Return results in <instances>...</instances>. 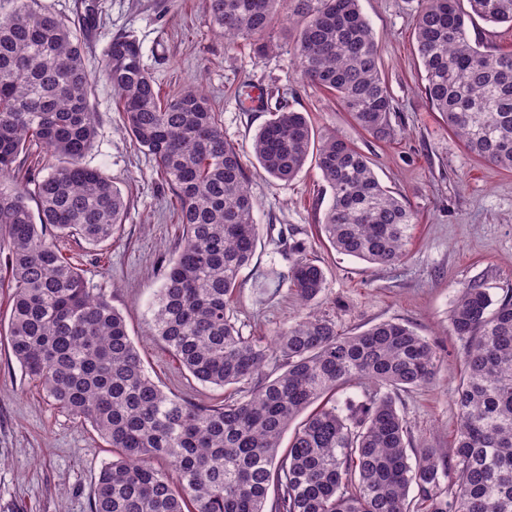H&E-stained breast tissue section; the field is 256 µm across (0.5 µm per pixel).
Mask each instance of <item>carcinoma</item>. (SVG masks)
<instances>
[{"label": "carcinoma", "mask_w": 512, "mask_h": 512, "mask_svg": "<svg viewBox=\"0 0 512 512\" xmlns=\"http://www.w3.org/2000/svg\"><path fill=\"white\" fill-rule=\"evenodd\" d=\"M423 0L415 27L425 94L475 157L512 170V52L471 37L478 17L512 26V0ZM298 20L293 50L303 80L332 93L367 133L393 135L396 104L359 0H207L214 28L264 55L279 8ZM135 143L177 196L182 244L162 274L154 336L223 400L197 404L148 374L123 314L86 286L57 241L112 239L127 203L85 162L96 136L92 82L80 36L36 0H0V288L4 332L30 379L112 448L91 512H512V295L474 281L451 314L464 343L450 448L413 444L399 394L431 384L440 356L410 326L382 321L350 335L313 311L271 342L243 335L229 313L259 240L254 200L220 113L199 89L159 98L137 41L112 39L105 63ZM38 143L58 158L47 174L5 182ZM268 177L294 178L309 156L330 190L320 230L337 253L372 265L406 254L416 216L367 158L304 113L278 103L256 133ZM37 209H32L31 204ZM291 290L309 307L325 272L306 246L288 247ZM362 389L340 406L336 391ZM312 412L288 447L292 421ZM415 496H410V491Z\"/></svg>", "instance_id": "carcinoma-1"}]
</instances>
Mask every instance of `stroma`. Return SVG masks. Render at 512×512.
Instances as JSON below:
<instances>
[{
	"mask_svg": "<svg viewBox=\"0 0 512 512\" xmlns=\"http://www.w3.org/2000/svg\"><path fill=\"white\" fill-rule=\"evenodd\" d=\"M38 4L76 27L82 39L97 120L86 161L112 180L127 203L112 241L92 247L70 240L61 249L78 263L87 286L110 295L123 313L151 377L195 403L224 396L223 389L183 370L150 334L162 266L182 228L173 214L176 199L158 177L154 159L125 132V115L104 71L109 43L120 34L138 42L161 98L202 88L221 114L225 138L241 154L260 232L252 264L242 272L245 286L229 306L243 335L273 336L297 316L300 306L283 275L289 243L304 241L308 257L326 275L315 309L340 332L396 321L439 346L435 382L400 393L398 406L414 442L451 446L463 344L452 331L450 315L459 288L470 282L483 284L497 298L512 293V170L472 156L429 106L414 36L421 0H360L398 106L397 134L385 140L362 131L332 94L302 79L292 50L298 25L287 11L279 12L274 28L278 50L263 56L245 40L227 45L210 22L206 0ZM245 82L263 89L262 107L241 106L238 89ZM279 99L307 113L316 129L354 144L382 185L410 204L417 222L401 262L371 265L330 246L319 225L331 196L314 161L286 183L260 171L253 138ZM111 459V449L90 425L34 387L0 336V512H90L94 479Z\"/></svg>",
	"mask_w": 512,
	"mask_h": 512,
	"instance_id": "1",
	"label": "stroma"
}]
</instances>
